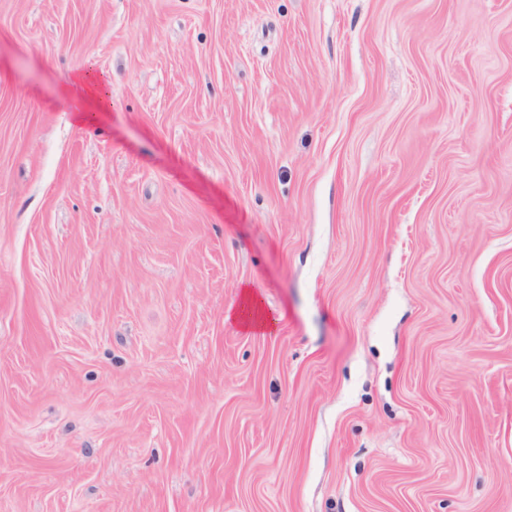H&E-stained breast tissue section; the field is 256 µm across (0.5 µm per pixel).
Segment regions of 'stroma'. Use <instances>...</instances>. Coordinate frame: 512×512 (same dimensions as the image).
<instances>
[{
    "instance_id": "stroma-1",
    "label": "stroma",
    "mask_w": 512,
    "mask_h": 512,
    "mask_svg": "<svg viewBox=\"0 0 512 512\" xmlns=\"http://www.w3.org/2000/svg\"><path fill=\"white\" fill-rule=\"evenodd\" d=\"M0 512H512V0H0Z\"/></svg>"
}]
</instances>
